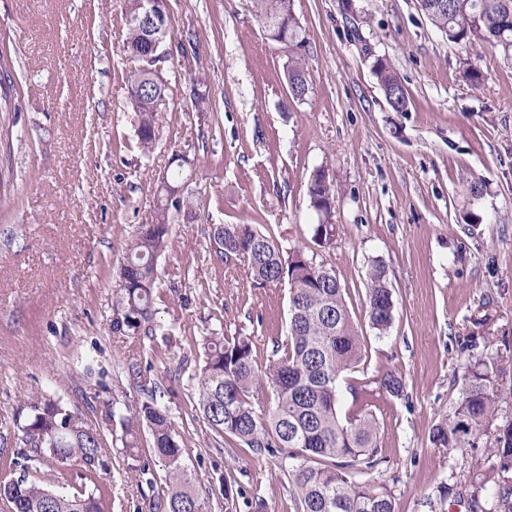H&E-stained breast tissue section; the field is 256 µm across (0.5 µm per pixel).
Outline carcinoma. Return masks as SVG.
I'll return each mask as SVG.
<instances>
[{
    "instance_id": "obj_1",
    "label": "carcinoma",
    "mask_w": 512,
    "mask_h": 512,
    "mask_svg": "<svg viewBox=\"0 0 512 512\" xmlns=\"http://www.w3.org/2000/svg\"><path fill=\"white\" fill-rule=\"evenodd\" d=\"M417 0L419 10L433 26L462 44L475 37L512 48V0ZM255 15L270 40L288 55L286 80L290 96L302 101L309 84L302 66V29L293 0H253ZM129 18L123 50L133 64L130 101L138 112L137 136L143 149L156 139V107L164 100L165 86L144 67L149 44L136 23L141 0H126ZM373 73L384 93L401 88V80L387 60L378 58ZM311 206L319 222L309 227L311 241L320 248L333 244L336 225L331 218L335 193L325 170H317L308 185ZM154 223L139 225L119 272L118 300L112 330L149 333L154 314L157 257L169 241V212L193 216L194 204L178 187L163 179ZM214 256L225 264L244 263L245 273L258 287L288 283L286 334L273 341L264 370H259L253 342L248 336H224L216 329L196 342L202 363L197 371V400L193 409L229 448L275 456L283 454L282 469L293 489L295 512H396L390 491L354 479L353 470L370 473L383 460L378 456L377 424L370 404L363 402L351 416L337 412L342 374L365 357L364 336L353 322L345 293L335 270L317 263L299 247H287L254 224H214L209 233ZM367 289V318L378 335L393 322L394 302L386 271L373 267ZM496 373L482 359L471 363L453 416L432 427L436 447L461 449L472 445L489 419L494 403ZM266 381L273 406L257 413L252 399L260 381ZM392 396L404 393L402 377L388 373L380 379ZM147 395L141 406L121 421L122 445L134 453L141 427H146L152 448L168 467L170 492L153 504L154 512H198L199 497L181 465L182 448L174 439L175 421L154 397L151 380H144ZM96 406L68 404L54 396L32 407L24 426L27 449L9 452L0 446V464L10 476L0 478V499L12 512H106V488L100 473L106 436L88 414ZM490 512H512V425L495 436ZM37 462L30 473L26 462Z\"/></svg>"
}]
</instances>
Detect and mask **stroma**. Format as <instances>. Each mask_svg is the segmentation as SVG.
<instances>
[{"instance_id": "stroma-1", "label": "stroma", "mask_w": 512, "mask_h": 512, "mask_svg": "<svg viewBox=\"0 0 512 512\" xmlns=\"http://www.w3.org/2000/svg\"><path fill=\"white\" fill-rule=\"evenodd\" d=\"M293 9L310 87L302 101L289 96L287 58L251 0H168L172 36L195 53L160 64L166 104L146 154L121 0H0V53L14 86L0 107L11 147L0 186V428L18 442L42 396L92 400L107 438L110 512H148L168 490L150 446L122 447L121 417L141 403L145 377L176 422L202 512H295L280 456L228 449L192 419L199 352L190 339L220 327L251 337L266 363L286 332L288 286L254 287L243 265L213 257L208 234L253 224L303 246L318 221L307 185L320 168L335 190L336 234L314 255L334 268L364 336L384 459L372 484L391 491L397 512H466L497 429L512 422V52L449 42L416 0H294ZM378 57L401 79L406 111L388 106ZM471 67L480 86L465 78ZM178 153L193 166L174 164ZM172 175L200 209L192 219L170 214L156 334L113 332L127 247ZM376 263L395 303L383 336L367 319ZM478 359L500 369L483 433L463 450L433 446V425L451 415ZM390 371L405 381L402 397L377 383ZM224 479L234 498L224 499Z\"/></svg>"}]
</instances>
